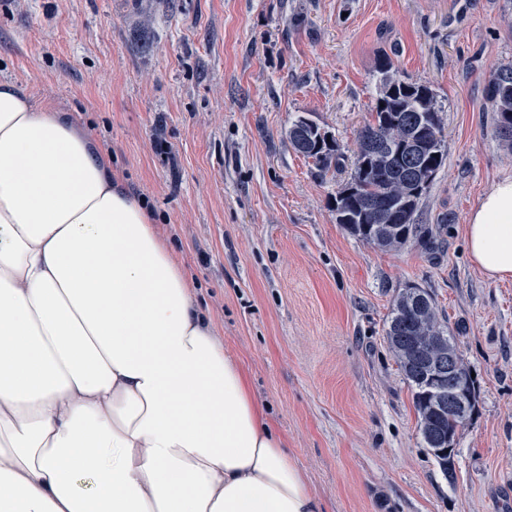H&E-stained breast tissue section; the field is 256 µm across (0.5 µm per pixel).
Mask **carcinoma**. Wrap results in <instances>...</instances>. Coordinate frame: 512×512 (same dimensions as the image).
Returning a JSON list of instances; mask_svg holds the SVG:
<instances>
[{
  "label": "carcinoma",
  "instance_id": "carcinoma-1",
  "mask_svg": "<svg viewBox=\"0 0 512 512\" xmlns=\"http://www.w3.org/2000/svg\"><path fill=\"white\" fill-rule=\"evenodd\" d=\"M379 95L370 119L358 132L349 179L333 201L336 223L364 243L398 250L424 233L416 223L420 204L444 168V128L432 89L411 82L383 56ZM494 112V135L512 150V63L502 64L488 81ZM293 150L313 161L319 175L341 170L345 156L334 137L321 127L311 130L298 116L288 128ZM390 351L411 389L418 433L443 473L451 472L455 437L466 421L453 407L458 391L466 390L468 414L476 395L469 366L432 295L422 288L402 290L386 321Z\"/></svg>",
  "mask_w": 512,
  "mask_h": 512
}]
</instances>
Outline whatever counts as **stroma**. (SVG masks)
I'll use <instances>...</instances> for the list:
<instances>
[{"label":"stroma","mask_w":512,"mask_h":512,"mask_svg":"<svg viewBox=\"0 0 512 512\" xmlns=\"http://www.w3.org/2000/svg\"><path fill=\"white\" fill-rule=\"evenodd\" d=\"M384 53L433 89L447 152L416 216L429 240L396 251L337 224L340 177L286 137L304 115L351 153ZM508 62L512 0H0V81L88 127L156 214L326 512H512V280L464 238L512 177L484 92ZM414 286L474 375L449 477L385 341Z\"/></svg>","instance_id":"obj_1"}]
</instances>
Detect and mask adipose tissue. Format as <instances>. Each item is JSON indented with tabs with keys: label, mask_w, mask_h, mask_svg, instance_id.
Here are the masks:
<instances>
[{
	"label": "adipose tissue",
	"mask_w": 512,
	"mask_h": 512,
	"mask_svg": "<svg viewBox=\"0 0 512 512\" xmlns=\"http://www.w3.org/2000/svg\"><path fill=\"white\" fill-rule=\"evenodd\" d=\"M512 278V178L469 215ZM0 512H323L93 135L0 82Z\"/></svg>",
	"instance_id": "1"
}]
</instances>
